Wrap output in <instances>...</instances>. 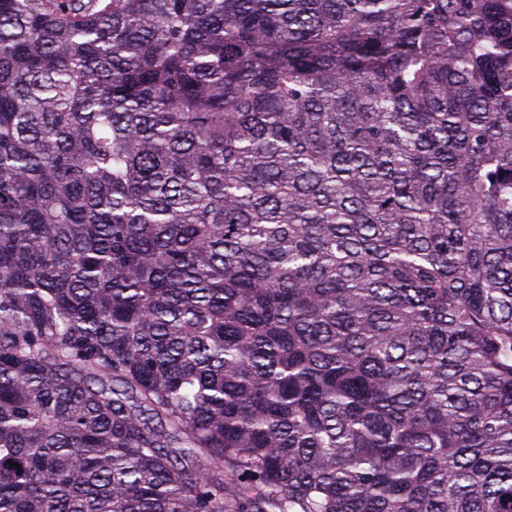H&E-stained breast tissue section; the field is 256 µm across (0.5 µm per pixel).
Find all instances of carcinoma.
Here are the masks:
<instances>
[{
  "instance_id": "1",
  "label": "carcinoma",
  "mask_w": 512,
  "mask_h": 512,
  "mask_svg": "<svg viewBox=\"0 0 512 512\" xmlns=\"http://www.w3.org/2000/svg\"><path fill=\"white\" fill-rule=\"evenodd\" d=\"M0 512H512V0H0Z\"/></svg>"
}]
</instances>
